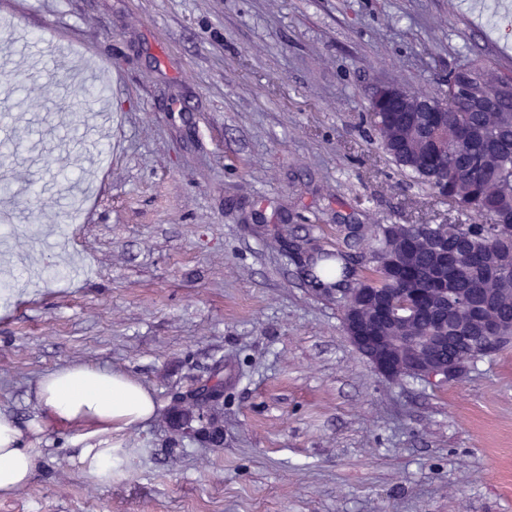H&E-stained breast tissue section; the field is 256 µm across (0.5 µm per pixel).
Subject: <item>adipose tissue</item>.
I'll return each instance as SVG.
<instances>
[{"label":"adipose tissue","mask_w":512,"mask_h":512,"mask_svg":"<svg viewBox=\"0 0 512 512\" xmlns=\"http://www.w3.org/2000/svg\"><path fill=\"white\" fill-rule=\"evenodd\" d=\"M35 399L46 424L77 433L79 459L99 476L112 473V438L155 414L151 392L136 379L89 364H76L42 376ZM39 452L13 415L0 410V495L25 486Z\"/></svg>","instance_id":"1"}]
</instances>
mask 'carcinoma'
Instances as JSON below:
<instances>
[{"label": "carcinoma", "instance_id": "carcinoma-1", "mask_svg": "<svg viewBox=\"0 0 512 512\" xmlns=\"http://www.w3.org/2000/svg\"><path fill=\"white\" fill-rule=\"evenodd\" d=\"M460 72L448 76V88L431 94L447 109L448 125L434 128L436 112H389L374 98L369 116L392 161L417 180L438 189L469 224H375L366 234L374 242L386 235L383 248L354 254V232H339L341 244L325 249L305 238L289 247L290 260H300L312 287L336 294V305L350 307L345 293L368 291L364 315L371 318L372 300L411 297L413 314L378 326L380 336L424 338L445 332L452 322L475 346L461 345L443 356L478 360L512 343V100L496 112L471 111L453 88ZM448 239V254L434 250L432 238ZM490 297L500 321L498 337L488 340L487 311L463 308L464 300Z\"/></svg>", "mask_w": 512, "mask_h": 512}]
</instances>
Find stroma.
Instances as JSON below:
<instances>
[{
    "label": "stroma",
    "instance_id": "35a3bbf8",
    "mask_svg": "<svg viewBox=\"0 0 512 512\" xmlns=\"http://www.w3.org/2000/svg\"><path fill=\"white\" fill-rule=\"evenodd\" d=\"M470 63L512 76V0H22L0 16V410L29 428L35 382L82 363L158 407L113 438L108 483L74 430L45 427L0 512H512V347L439 389L387 380L270 244L458 222L367 106L380 83L433 92ZM89 74L101 101L73 96ZM219 360L216 448L163 411Z\"/></svg>",
    "mask_w": 512,
    "mask_h": 512
}]
</instances>
